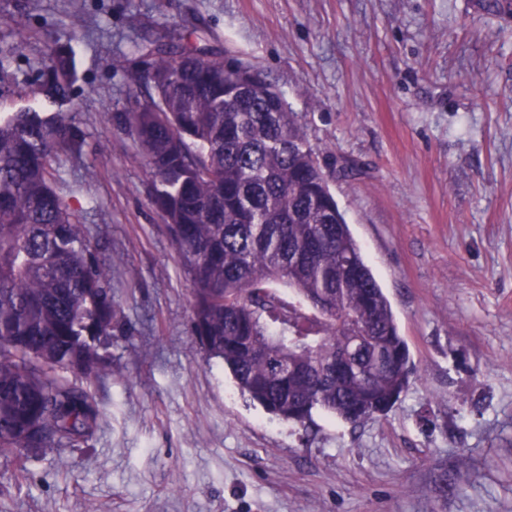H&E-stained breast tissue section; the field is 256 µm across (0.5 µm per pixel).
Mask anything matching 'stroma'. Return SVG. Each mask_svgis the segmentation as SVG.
<instances>
[{"mask_svg":"<svg viewBox=\"0 0 512 512\" xmlns=\"http://www.w3.org/2000/svg\"><path fill=\"white\" fill-rule=\"evenodd\" d=\"M168 27L257 66L301 116L418 370L387 412L279 420L200 343L188 275L122 124ZM53 31L81 157L55 188L112 268L92 441L0 460V512H512V10L480 0H0V113Z\"/></svg>","mask_w":512,"mask_h":512,"instance_id":"1","label":"stroma"}]
</instances>
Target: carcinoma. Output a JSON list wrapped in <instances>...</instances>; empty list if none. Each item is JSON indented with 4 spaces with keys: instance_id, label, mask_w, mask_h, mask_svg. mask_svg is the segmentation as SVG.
<instances>
[{
    "instance_id": "carcinoma-1",
    "label": "carcinoma",
    "mask_w": 512,
    "mask_h": 512,
    "mask_svg": "<svg viewBox=\"0 0 512 512\" xmlns=\"http://www.w3.org/2000/svg\"><path fill=\"white\" fill-rule=\"evenodd\" d=\"M52 44L40 91L71 98ZM145 95L126 124L189 276L195 326L241 393L306 425L388 411L415 368L388 298L296 113L256 68L168 29L137 50ZM84 132L36 110L0 114V458L27 471L99 426L112 375V256L54 189Z\"/></svg>"
}]
</instances>
